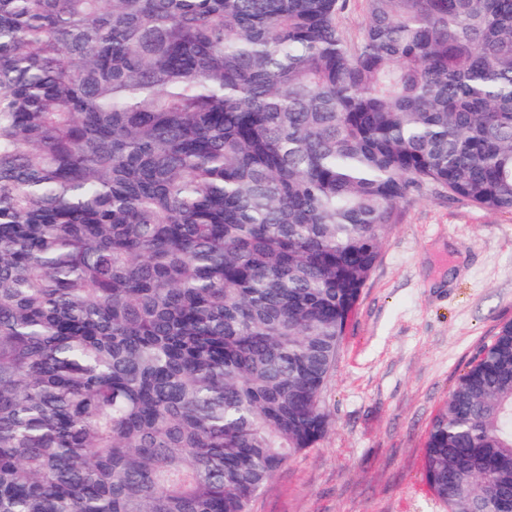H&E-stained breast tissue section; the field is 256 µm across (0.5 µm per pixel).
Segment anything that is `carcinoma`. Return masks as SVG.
<instances>
[{
    "label": "carcinoma",
    "instance_id": "cac0c4a2",
    "mask_svg": "<svg viewBox=\"0 0 512 512\" xmlns=\"http://www.w3.org/2000/svg\"><path fill=\"white\" fill-rule=\"evenodd\" d=\"M0 0V512H251L401 203L512 214V0ZM512 496V322L424 449ZM342 15L343 26L351 33H356L364 23L366 15L365 0H349Z\"/></svg>",
    "mask_w": 512,
    "mask_h": 512
}]
</instances>
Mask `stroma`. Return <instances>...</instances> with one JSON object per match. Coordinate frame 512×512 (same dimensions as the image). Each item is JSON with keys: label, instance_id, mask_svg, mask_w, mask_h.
Returning a JSON list of instances; mask_svg holds the SVG:
<instances>
[{"label": "stroma", "instance_id": "obj_1", "mask_svg": "<svg viewBox=\"0 0 512 512\" xmlns=\"http://www.w3.org/2000/svg\"><path fill=\"white\" fill-rule=\"evenodd\" d=\"M512 321V216L412 194L362 290L324 397L330 429L252 512H446L423 470L431 420Z\"/></svg>", "mask_w": 512, "mask_h": 512}]
</instances>
